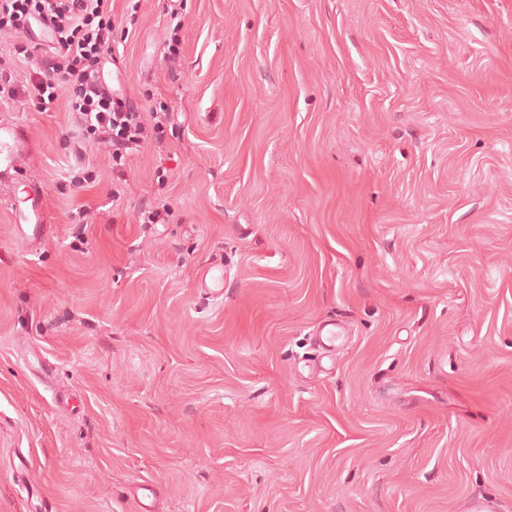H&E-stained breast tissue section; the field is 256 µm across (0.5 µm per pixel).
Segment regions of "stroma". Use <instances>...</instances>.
<instances>
[{
  "mask_svg": "<svg viewBox=\"0 0 512 512\" xmlns=\"http://www.w3.org/2000/svg\"><path fill=\"white\" fill-rule=\"evenodd\" d=\"M108 8L158 140L64 193L66 87L0 100L32 145L0 168V512H137L143 480L162 512H512V0ZM30 205L22 211L12 209L16 224L17 237L22 242L40 243L48 234L44 196L37 187H33L28 199Z\"/></svg>",
  "mask_w": 512,
  "mask_h": 512,
  "instance_id": "1",
  "label": "stroma"
}]
</instances>
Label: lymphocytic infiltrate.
Listing matches in <instances>:
<instances>
[{
    "instance_id": "1",
    "label": "lymphocytic infiltrate",
    "mask_w": 512,
    "mask_h": 512,
    "mask_svg": "<svg viewBox=\"0 0 512 512\" xmlns=\"http://www.w3.org/2000/svg\"><path fill=\"white\" fill-rule=\"evenodd\" d=\"M106 8L107 0H0V31L26 32L41 23L56 33L52 54L32 44L21 46L20 55L32 64L28 85L16 84L12 68L0 56V99L25 96L47 106L57 85H66L78 125L117 162L158 133L169 115L156 112L144 120L107 87L103 69L112 56V23Z\"/></svg>"
}]
</instances>
